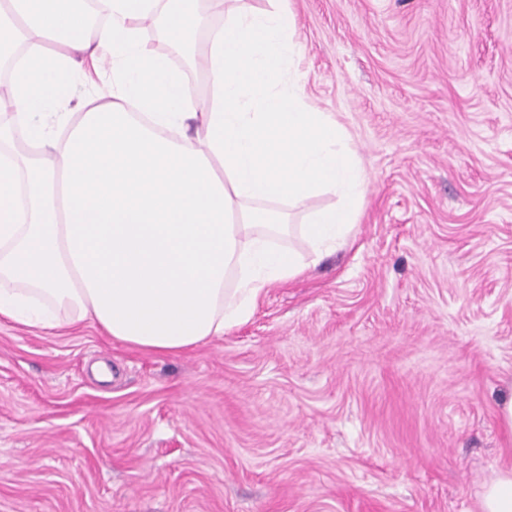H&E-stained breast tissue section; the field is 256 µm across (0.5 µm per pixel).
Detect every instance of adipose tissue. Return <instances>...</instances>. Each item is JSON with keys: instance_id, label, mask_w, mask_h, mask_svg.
Masks as SVG:
<instances>
[{"instance_id": "1", "label": "adipose tissue", "mask_w": 512, "mask_h": 512, "mask_svg": "<svg viewBox=\"0 0 512 512\" xmlns=\"http://www.w3.org/2000/svg\"><path fill=\"white\" fill-rule=\"evenodd\" d=\"M0 0L10 62L0 127V318L43 330L91 322L146 351L179 353L245 321L259 296L301 275L354 224L366 182L347 134L308 104L285 63L294 43L279 0H241L220 25L197 0ZM162 17L193 55L198 91L140 23ZM30 52L16 58L14 48ZM96 104L68 111L80 81ZM339 194L279 247V206Z\"/></svg>"}]
</instances>
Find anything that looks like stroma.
<instances>
[{"mask_svg":"<svg viewBox=\"0 0 512 512\" xmlns=\"http://www.w3.org/2000/svg\"><path fill=\"white\" fill-rule=\"evenodd\" d=\"M284 7L355 225L178 354L1 318L0 512H479L512 463V0Z\"/></svg>","mask_w":512,"mask_h":512,"instance_id":"35a3bbf8","label":"stroma"}]
</instances>
